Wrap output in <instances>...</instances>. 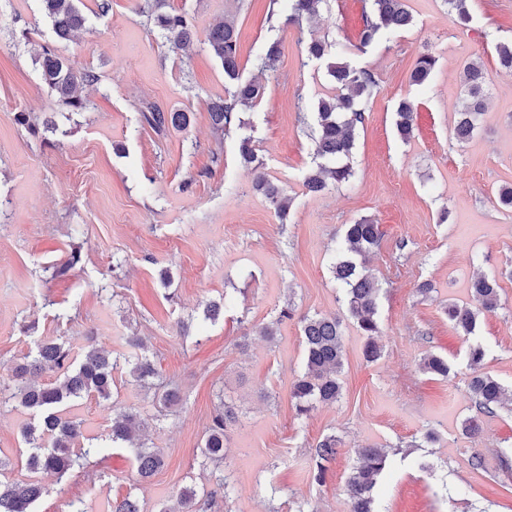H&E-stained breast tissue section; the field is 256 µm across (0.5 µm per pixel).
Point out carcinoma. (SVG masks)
Listing matches in <instances>:
<instances>
[{
    "instance_id": "1",
    "label": "carcinoma",
    "mask_w": 512,
    "mask_h": 512,
    "mask_svg": "<svg viewBox=\"0 0 512 512\" xmlns=\"http://www.w3.org/2000/svg\"><path fill=\"white\" fill-rule=\"evenodd\" d=\"M288 21L302 23L319 15L322 4L328 0H288ZM370 10L362 16L358 48L364 49L379 41L385 33L401 31L412 24V14L405 0H369ZM45 15L51 20L54 34L59 40L69 41L85 24L83 14L76 8L75 0H42ZM174 49H182L191 42L187 18L178 13L153 11L150 14ZM210 51L221 60L224 77L232 82L227 97L212 99L208 112L213 126L228 131L239 121L238 110L260 100L264 86L256 80L243 81L239 68V32L233 23L224 21L213 26L206 37ZM280 57L279 43H270L265 53L258 58L260 71H272ZM42 75L58 101L71 112L87 109V101L78 95L79 87L92 84L98 77L91 70H76L65 59L44 48L37 53ZM436 66V58L421 55L410 74L415 85L426 83ZM328 73L335 84L336 93L321 98L315 112V134L313 155L316 166L305 176L304 184L311 193H318L328 186V181L342 183L353 175L349 159L355 147V133L365 120L362 100L373 95L378 81L375 74L366 68H357L338 59L328 65ZM463 85L468 102L457 113L454 138L459 143L468 141L479 127L485 110L486 77L482 68L469 63L463 70ZM414 104L403 99L396 109V130L407 140L413 129ZM143 121L157 132L169 128L186 129L190 124L187 112H165L153 109L142 113ZM255 189L262 192L281 219L288 215V198L283 191L260 174L255 180ZM381 239L379 225L369 219L346 224L334 253L331 273L338 283L342 301L346 305L360 335L364 337L363 354L367 361L374 362L381 356V347L376 336L380 334L377 320L381 287L379 281L366 270V257ZM473 304L451 302L445 307L448 321L462 335L474 334L481 313L497 308L498 284L493 275H480L470 284ZM293 318V309H281L277 319L258 329V335L273 339L279 324ZM300 333L305 349L304 372L292 385L291 398L296 415L308 416L320 404L334 403L342 395L340 373L343 368L345 348L342 321L333 316H304L299 320ZM129 350L125 354H114L96 346L94 337H86L82 352L74 353L72 345L48 336L33 339L34 351L27 361L12 369L14 387L9 395L19 406L31 411L36 420L26 422L21 435L27 445L20 453L21 468L29 472L23 479H10L6 471L12 462L0 456V512H33L34 504L50 493L36 475L52 472L61 479L71 470L80 467L97 452L90 444L79 447L84 439L82 421L71 413L73 402L94 397L102 401L112 398L115 387L114 374L128 366V374L143 388L152 392V401L168 408L182 400L176 388L162 392L152 390L150 379L156 370L153 363L141 351L145 342L140 336H129ZM486 350L479 344L468 348V360L472 369L467 388L479 410L494 414L501 407L504 389L491 374L482 370ZM423 369L435 376L446 377L450 372L448 361L430 354L424 358ZM44 372H55L62 376L58 384H37L32 377ZM238 413L234 405L223 403L212 418L201 447L202 465L224 459L227 429L236 422ZM140 412L133 406L119 409L112 417V444L123 449L136 471L138 482L149 480L165 466V457L158 448L149 446L136 436ZM336 436L327 435L315 446L313 479L322 483L327 475V463L337 454ZM388 454L381 448L367 445L357 451V461L346 483V494L350 512H374L373 491L377 480L387 466ZM210 489L198 490L196 486H185L178 494L177 506L160 503L155 512H207L213 500L220 496L226 500L235 488L229 477L213 474ZM109 512H146L137 494L129 490L112 499L107 505Z\"/></svg>"
}]
</instances>
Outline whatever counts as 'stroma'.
Masks as SVG:
<instances>
[{"mask_svg": "<svg viewBox=\"0 0 512 512\" xmlns=\"http://www.w3.org/2000/svg\"><path fill=\"white\" fill-rule=\"evenodd\" d=\"M140 2L80 0L85 26L61 43L41 0H0V383L9 384L11 367L31 351L23 327L32 323L38 335L77 348L95 336L119 351L125 336H144L161 382L183 396L182 406L163 410L125 379L111 401L77 402L73 412L100 452L63 479L43 476L51 492L35 512H67L76 499L86 512H105L135 484L127 454L109 438L113 411L123 406L139 409L165 452L164 468L138 491L147 508L173 501L186 485H208L200 448L226 397L239 410L224 450L236 491L210 512H350L346 481L356 449L368 444L389 452L377 512H512V471L499 460L512 446V210L497 202L499 187L512 183V72L496 53L512 41V0H469L465 26L445 0H406L412 25L363 52L354 45L367 0H330L301 26L287 23V0H164V11L185 14L195 33L177 52ZM227 17L240 32L241 75L260 78L265 93L241 107V126L223 133L207 103L229 83L205 38ZM314 38L378 79L362 102L353 177L320 193L304 186L314 166L311 114L333 85L327 59L306 54ZM273 40L280 60L259 73L257 58ZM44 46L97 74L81 92L88 111L71 113L50 93L34 61ZM423 53L437 63L417 86L409 74ZM472 62L488 76L486 112L460 144L452 132ZM403 99L416 106L406 140L395 129ZM153 107L189 113V128L156 134L140 122ZM47 119L56 131L44 128ZM244 137L256 146L251 167L238 154ZM257 170L288 196L287 221L254 190ZM362 218L382 233L369 261L382 287L374 362L363 357L330 272L337 233ZM74 250L79 262L56 276ZM483 271L496 274L499 303L469 339L444 309L469 300L470 281ZM219 300L223 314L205 320L206 303ZM288 303L295 319L274 341L257 336ZM315 314L343 321V391L300 419L290 398L304 370L296 318ZM473 341L486 347L484 369L508 400L481 416L480 436L469 439L461 423L479 416L467 391ZM430 354L448 360V377L423 370ZM429 430L436 443L424 442ZM328 435L342 445L320 484L313 449ZM475 450L484 460L478 473L468 464Z\"/></svg>", "mask_w": 512, "mask_h": 512, "instance_id": "1", "label": "stroma"}]
</instances>
